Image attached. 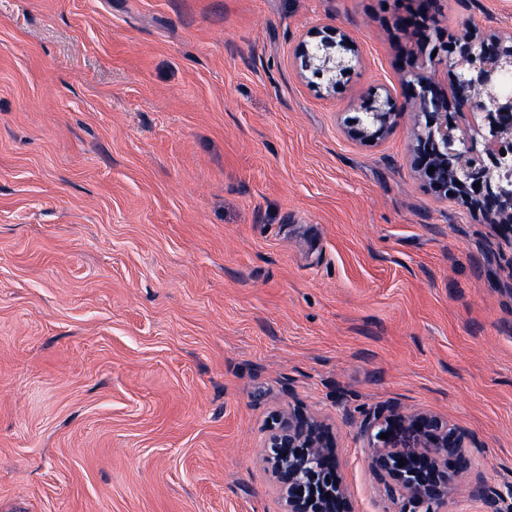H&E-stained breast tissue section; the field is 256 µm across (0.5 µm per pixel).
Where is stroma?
I'll list each match as a JSON object with an SVG mask.
<instances>
[{"mask_svg":"<svg viewBox=\"0 0 512 512\" xmlns=\"http://www.w3.org/2000/svg\"><path fill=\"white\" fill-rule=\"evenodd\" d=\"M408 0H0V512H284L276 410L324 422L351 512H390L359 426L395 405L512 491V248L344 121L401 96ZM512 28V0H439ZM337 27L359 64L294 66ZM352 43V46H349ZM358 48L348 34L335 28L317 29L298 44L294 63L300 75L319 82L311 85L321 94L335 93L343 80L355 71Z\"/></svg>","mask_w":512,"mask_h":512,"instance_id":"obj_1","label":"stroma"}]
</instances>
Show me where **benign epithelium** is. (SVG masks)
<instances>
[{"mask_svg": "<svg viewBox=\"0 0 512 512\" xmlns=\"http://www.w3.org/2000/svg\"><path fill=\"white\" fill-rule=\"evenodd\" d=\"M397 24L430 39L425 12ZM358 62L357 46L337 28L310 32L294 54L300 75L317 79L313 87L321 94L336 92ZM440 67L453 73L446 91L437 89L431 76ZM403 81L401 100L385 89L368 90L358 115L347 121L348 135L378 142L411 110L413 168L438 198L464 197L512 245V150L507 149L512 145V31L464 25L425 64L406 67ZM383 433L388 438H381ZM360 436L371 448V473L387 500L401 504L399 512H440L457 474L468 470L462 451L466 437L431 412L379 408L365 416ZM450 455L457 460L455 474L448 473ZM264 457L286 512H350L335 446L321 423L298 411L273 414ZM469 498L483 500L486 512H512L478 483Z\"/></svg>", "mask_w": 512, "mask_h": 512, "instance_id": "benign-epithelium-1", "label": "benign epithelium"}]
</instances>
